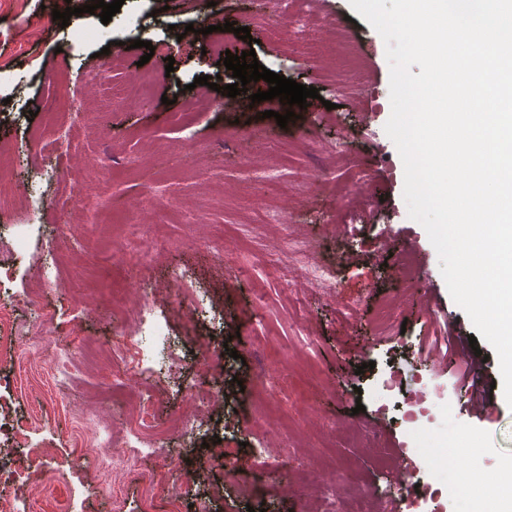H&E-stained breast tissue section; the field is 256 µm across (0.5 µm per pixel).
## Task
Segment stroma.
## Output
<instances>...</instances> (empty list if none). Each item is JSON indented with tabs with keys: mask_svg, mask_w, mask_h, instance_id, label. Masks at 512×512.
<instances>
[{
	"mask_svg": "<svg viewBox=\"0 0 512 512\" xmlns=\"http://www.w3.org/2000/svg\"><path fill=\"white\" fill-rule=\"evenodd\" d=\"M87 2L71 0L78 13L64 25L52 16L58 0H0V172L17 198L40 203L0 223V311L13 320L0 347L10 407L0 419V467L23 474L0 493L29 501L30 512H143L148 479L164 471L175 486L194 472L222 483L214 512H308L322 489L335 512L398 498L407 512H485L463 478L512 463V407L493 348H471L472 323L448 292L426 230L408 215L403 162L385 132L381 35L349 0H169L164 11L156 0H125L106 24L83 12ZM284 8L300 15L296 32L264 39L262 23ZM208 16L249 27L260 65L316 87L318 98L281 127L264 105H232L195 85L203 75L233 81L202 41L180 38ZM148 41L163 56H147ZM147 80L149 99L113 95ZM88 85L94 93L80 101L88 131L56 145L53 128L74 89ZM191 101L201 109L188 144L178 117ZM82 170L95 172L113 203L102 223L82 221ZM259 170L276 171V181L256 180ZM293 239L315 245L336 287H321L306 265L277 266ZM406 253L437 308L422 307L402 283ZM148 293L163 324L143 339L158 419L193 412L198 387L236 379L243 389L205 415L199 443L158 432L164 459L122 442L78 450L79 436L121 430L141 408L139 398L112 392V345L134 327ZM446 335L447 351L435 345ZM205 338L237 351L226 371L203 360ZM73 345L75 383L64 387L56 359ZM479 351L488 357L478 366L486 415L448 372L449 358ZM219 434L243 457L290 449L291 477L257 488L250 476L232 483L219 468L203 469ZM446 454L452 465H434ZM422 486L434 495L419 494Z\"/></svg>",
	"mask_w": 512,
	"mask_h": 512,
	"instance_id": "stroma-1",
	"label": "stroma"
}]
</instances>
